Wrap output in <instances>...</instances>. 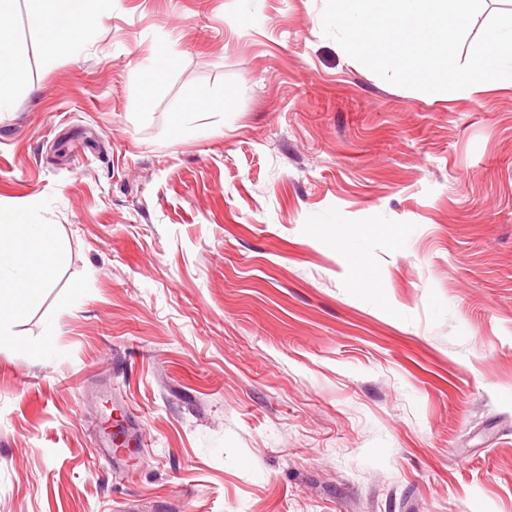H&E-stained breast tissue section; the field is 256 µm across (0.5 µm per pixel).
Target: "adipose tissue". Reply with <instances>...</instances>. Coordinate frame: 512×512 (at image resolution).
<instances>
[{"mask_svg": "<svg viewBox=\"0 0 512 512\" xmlns=\"http://www.w3.org/2000/svg\"><path fill=\"white\" fill-rule=\"evenodd\" d=\"M33 25L46 44H63L78 51L84 46L95 18L108 14L112 0H38ZM15 0H0V112L9 106L6 91L18 75L19 54L4 18ZM63 258V247L50 225L29 222L24 210L0 209V335L9 333L13 319L36 306L50 272Z\"/></svg>", "mask_w": 512, "mask_h": 512, "instance_id": "adipose-tissue-1", "label": "adipose tissue"}]
</instances>
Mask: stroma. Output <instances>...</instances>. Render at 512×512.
<instances>
[{"label": "stroma", "instance_id": "35a3bbf8", "mask_svg": "<svg viewBox=\"0 0 512 512\" xmlns=\"http://www.w3.org/2000/svg\"><path fill=\"white\" fill-rule=\"evenodd\" d=\"M37 7L0 208L64 260L0 341V512H512V87L391 85L323 0H112L78 54Z\"/></svg>", "mask_w": 512, "mask_h": 512}]
</instances>
